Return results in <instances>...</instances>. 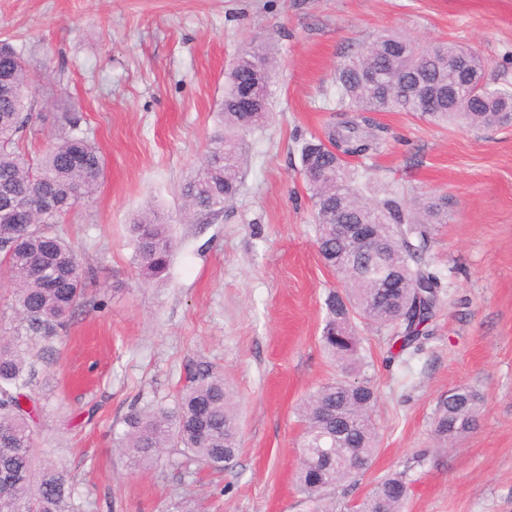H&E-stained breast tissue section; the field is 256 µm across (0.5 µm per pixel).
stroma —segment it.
<instances>
[{
	"label": "stroma",
	"mask_w": 512,
	"mask_h": 512,
	"mask_svg": "<svg viewBox=\"0 0 512 512\" xmlns=\"http://www.w3.org/2000/svg\"><path fill=\"white\" fill-rule=\"evenodd\" d=\"M386 30L465 46L489 82L512 86V0H0V41L22 52L39 87L36 135L21 151L58 134L63 98L106 162L94 198L61 223L84 298L32 349L37 450L69 474V512H310L296 488L298 407L339 375L320 336L341 284L316 248L300 148L337 120L338 64ZM264 39L277 77L269 120L245 136L242 184L223 212L184 216L181 187L219 128L227 73ZM377 120L387 132L370 161L375 185L447 201L425 255L446 294L412 355L387 328L357 322L379 450L339 500L361 502L400 473L403 512H512V127ZM149 209L174 247L165 276L147 281L130 225ZM193 359L223 372L235 395L237 457L214 471L172 453L133 471L113 432L131 410L173 405ZM460 385L482 406L446 445L433 413Z\"/></svg>",
	"instance_id": "35a3bbf8"
}]
</instances>
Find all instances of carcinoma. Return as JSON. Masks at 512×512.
Wrapping results in <instances>:
<instances>
[{
  "mask_svg": "<svg viewBox=\"0 0 512 512\" xmlns=\"http://www.w3.org/2000/svg\"><path fill=\"white\" fill-rule=\"evenodd\" d=\"M462 48L431 43L413 49L405 35L387 32L364 49L346 57L336 69V111L353 117L328 127L325 139L301 148L304 179L311 193L318 239L336 254L330 267L341 270L359 247L332 236L333 221L372 224L376 229L386 271L396 275L391 288H381L360 273L350 272L344 292L326 298L327 319L320 336L328 356L342 375L319 387L300 408L304 421L297 487L314 505L313 512H336L332 490L369 465L378 447L372 423L376 394L361 376L360 340L354 319L379 326H398L392 336L400 350H419L442 300L441 278L423 260L430 225L447 220L443 198L424 197L412 204L393 189L366 199L373 191L368 170L349 167L335 152L336 143L355 148L364 158L382 145L384 127L371 114L408 112L433 125L492 128L512 115V89L484 81V65L472 56L469 64L481 84L470 87L456 69ZM368 70L378 80L364 78ZM274 65L267 49L251 44L241 49L228 77L221 102L223 129L212 138L206 161L182 188L186 206L212 214L238 192L247 167L243 138L251 131L246 115L236 109L244 89L251 88L264 103L253 123L270 111ZM439 93L435 108L425 111L410 92L417 86ZM454 94L448 100V93ZM37 87L23 55L0 43V272L15 281L14 309L27 341L0 338V512H65L73 487L65 470L44 465L35 448L36 418L41 394L30 345L48 341L83 298L80 262L58 230L61 219L91 198L104 171V157L81 131L78 119L62 113L61 132L36 157L19 150L32 133L30 115ZM137 261L146 279L166 271L171 242L166 225L151 211L132 225ZM480 397L460 386L436 404L434 434L445 440L467 432L479 412ZM113 445L127 453L134 467L158 462L165 448H178L184 457L221 467L240 448L237 409L224 385V375L204 362L187 365V384L172 407L133 410L123 419ZM409 485L401 474L379 481L357 505V512H401Z\"/></svg>",
  "mask_w": 512,
  "mask_h": 512,
  "instance_id": "carcinoma-1",
  "label": "carcinoma"
}]
</instances>
